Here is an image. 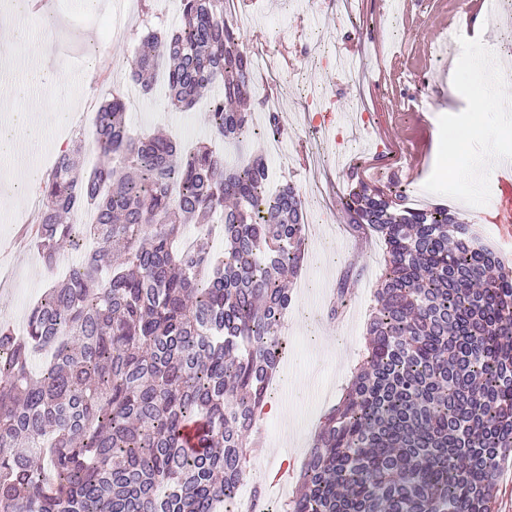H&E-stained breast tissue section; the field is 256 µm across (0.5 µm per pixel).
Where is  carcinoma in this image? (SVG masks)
Instances as JSON below:
<instances>
[{
    "label": "carcinoma",
    "instance_id": "cac0c4a2",
    "mask_svg": "<svg viewBox=\"0 0 512 512\" xmlns=\"http://www.w3.org/2000/svg\"><path fill=\"white\" fill-rule=\"evenodd\" d=\"M180 4L181 26L143 36L130 78L147 92L163 74L183 110L222 86L212 134L247 143L251 59L224 0ZM126 111L118 92L99 106L91 174L78 139L43 182V266L64 250L82 259L22 335L0 323V512H233L288 353L300 194L269 192L261 155L230 165L207 146L134 136ZM403 199L362 184L346 198L385 245L368 344L277 512H493L512 458V267L448 206ZM87 204L94 223L63 222ZM189 224L204 231L187 243Z\"/></svg>",
    "mask_w": 512,
    "mask_h": 512
}]
</instances>
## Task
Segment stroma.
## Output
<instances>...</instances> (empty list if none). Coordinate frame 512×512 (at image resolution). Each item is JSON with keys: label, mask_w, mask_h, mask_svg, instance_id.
<instances>
[{"label": "stroma", "mask_w": 512, "mask_h": 512, "mask_svg": "<svg viewBox=\"0 0 512 512\" xmlns=\"http://www.w3.org/2000/svg\"><path fill=\"white\" fill-rule=\"evenodd\" d=\"M454 0H412L409 15L392 13L379 6L371 12L340 19L327 26L322 13L302 6H285L283 0H255L253 28L242 30L244 46L262 40L266 28H277L285 45L307 32H326L331 42L345 39L364 45L365 79L344 71L322 67L316 61L300 63L298 71L275 70L276 87L283 96L281 121L287 152L282 161H268L271 186L293 185L304 204L307 224L315 235L308 238L306 259L297 280L304 290L293 293V302L281 326L283 335L299 342L292 360L282 362L278 376L282 391L273 400L272 410L262 411L260 423L270 424L265 433V449L254 455L252 466L279 465L289 461L299 471L312 438L328 410L336 405L366 343V322L374 303L373 290L384 253L377 236L358 229L346 214L343 202L350 186L362 182L373 190H386L394 178H401L406 190H418L424 205L447 204L448 192L462 182L447 173L437 159V143L443 128L467 123L470 97L481 87L480 76L472 68H459L455 84L440 79L443 59L427 53L429 44L440 41L439 22L453 7ZM108 13V0H56L50 16L40 27L41 37L34 50L10 53L14 62L13 82L27 88L34 105L30 109L33 127L17 135V154L0 157V178H12L23 164H37L55 150L54 134L59 115L82 112L87 93L85 82L87 49L95 40L106 39L118 85L129 82L128 74L141 37L147 29L173 31L179 22L176 0H132L126 25L129 36L106 37L104 31L81 24L89 8ZM405 48V65L394 80L382 86L377 97L367 100L370 121L353 125L352 106L365 82H377L392 50ZM60 77L69 87V99L50 98L46 84ZM332 88L339 104L335 115L344 133L343 144L314 138L304 112L305 87ZM207 101H199L183 112L172 107L163 84L153 95L130 102L128 123L133 133L163 132L192 144H212L206 121ZM386 130L400 150L419 154L424 167L418 177L407 178L397 163L381 172L366 174L337 164L338 153L349 159L365 158L366 145L375 143L379 130ZM315 144L321 159L318 168L305 166L293 153L294 146ZM52 279L40 266L36 253L16 260V279L0 291V321L27 314L51 285ZM347 286L353 325H345L329 312V302L337 298L340 286Z\"/></svg>", "instance_id": "35a3bbf8"}]
</instances>
